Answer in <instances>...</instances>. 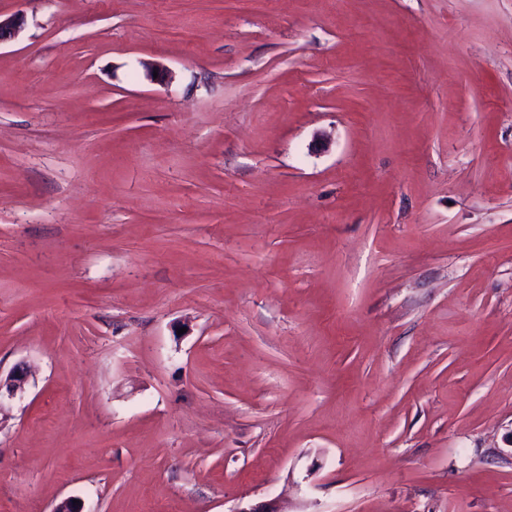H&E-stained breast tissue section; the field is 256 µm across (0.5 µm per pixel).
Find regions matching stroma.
<instances>
[{
  "mask_svg": "<svg viewBox=\"0 0 512 512\" xmlns=\"http://www.w3.org/2000/svg\"><path fill=\"white\" fill-rule=\"evenodd\" d=\"M17 12L0 512H512V0ZM31 371L25 366H16L2 378L0 373V424L10 416L6 401L22 397L27 390Z\"/></svg>",
  "mask_w": 512,
  "mask_h": 512,
  "instance_id": "1",
  "label": "stroma"
}]
</instances>
